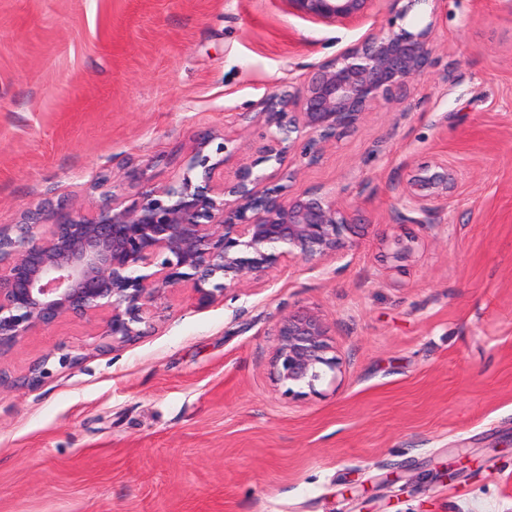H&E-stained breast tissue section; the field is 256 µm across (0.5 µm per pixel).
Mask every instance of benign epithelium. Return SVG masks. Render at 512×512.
<instances>
[{
    "mask_svg": "<svg viewBox=\"0 0 512 512\" xmlns=\"http://www.w3.org/2000/svg\"><path fill=\"white\" fill-rule=\"evenodd\" d=\"M288 12L317 24L363 22L373 0H283ZM431 26L416 32L370 31L336 59L318 65L306 84L273 93L258 117L271 132L256 158L224 176L230 158L209 163V140L194 143L187 172L176 181L138 193L123 207L103 194L89 214L57 206L52 224L28 220L0 230V361L30 332L63 318L100 325L99 346L129 342L152 331L164 290L189 287L204 304L227 289L265 284L268 272L292 261L313 262L349 247L355 232L349 208L318 191L294 196L275 180L301 134L302 155L316 161L324 147L355 129L380 97L405 91L428 64ZM272 162L275 169L254 168ZM203 167L201 180L190 171ZM455 186L448 163L411 176L406 206L429 216ZM270 362L275 383L316 391L339 362L319 315L288 313L275 325ZM48 359L32 362L22 377L0 366V388H34L49 374Z\"/></svg>",
    "mask_w": 512,
    "mask_h": 512,
    "instance_id": "obj_1",
    "label": "benign epithelium"
}]
</instances>
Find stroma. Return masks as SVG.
Segmentation results:
<instances>
[{
	"label": "stroma",
	"instance_id": "1",
	"mask_svg": "<svg viewBox=\"0 0 512 512\" xmlns=\"http://www.w3.org/2000/svg\"><path fill=\"white\" fill-rule=\"evenodd\" d=\"M398 12L374 0L344 28L280 0H0L5 230L44 202L95 206L102 174L131 203L209 131L251 156L265 127L245 114L369 30L433 39L405 96L316 162L289 159L286 194L355 215L343 254L208 304L168 292L151 334L105 351L66 318L0 362L52 358L37 388L0 391V512H512V0ZM441 159L455 189L422 224L400 197ZM299 309L324 319L340 370L290 394L270 361ZM64 345L84 346L76 366L54 360Z\"/></svg>",
	"mask_w": 512,
	"mask_h": 512
}]
</instances>
